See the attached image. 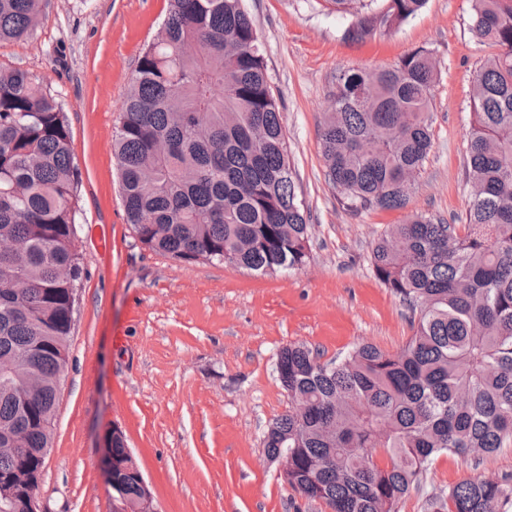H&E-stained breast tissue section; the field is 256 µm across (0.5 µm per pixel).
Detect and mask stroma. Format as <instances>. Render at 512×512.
<instances>
[{"mask_svg": "<svg viewBox=\"0 0 512 512\" xmlns=\"http://www.w3.org/2000/svg\"><path fill=\"white\" fill-rule=\"evenodd\" d=\"M244 5L310 224V262L270 275L158 254L126 221L112 137L140 48L160 28L167 0H46L32 36L0 44V66L28 71L62 105L81 172L82 277L53 446L36 491L40 512H112L102 459L115 428L155 512H329L292 489L265 455L264 436L288 408L278 353L289 344L327 359L362 343L402 348L414 323L375 278L372 244L414 213L465 221L473 77L495 52L471 32V0H427L389 34L359 43L343 36L351 15L307 0ZM417 48L431 50L440 69L428 158L405 208L349 211L326 178L320 144L336 74L388 68ZM507 475L512 447L480 463L443 454L423 489L410 490L396 510L424 512L426 494Z\"/></svg>", "mask_w": 512, "mask_h": 512, "instance_id": "1", "label": "stroma"}]
</instances>
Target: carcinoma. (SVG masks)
<instances>
[{
  "mask_svg": "<svg viewBox=\"0 0 512 512\" xmlns=\"http://www.w3.org/2000/svg\"><path fill=\"white\" fill-rule=\"evenodd\" d=\"M344 38L389 33L426 0H324ZM473 34L497 48L476 69L465 223L412 215L374 242L376 279L416 327L395 353L372 344L323 361L278 354L288 411L270 460L331 512H396L443 453L479 464L512 446V0H472ZM141 50L112 141L127 222L151 250L258 274L304 266L309 224L262 44L242 0H168ZM44 0H0V42L31 36ZM439 70L418 48L383 70H341L320 128L326 177L355 211L403 209L431 147ZM80 172L61 104L30 73L0 69V426L24 432L0 477L52 447L76 288ZM123 500L141 497L126 441L112 445ZM428 512H512V475L426 499Z\"/></svg>",
  "mask_w": 512,
  "mask_h": 512,
  "instance_id": "obj_1",
  "label": "carcinoma"
}]
</instances>
